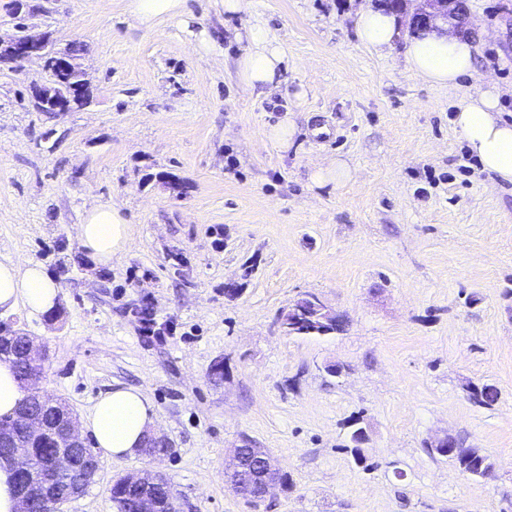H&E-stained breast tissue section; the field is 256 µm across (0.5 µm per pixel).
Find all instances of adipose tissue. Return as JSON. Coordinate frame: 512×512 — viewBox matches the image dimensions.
Returning a JSON list of instances; mask_svg holds the SVG:
<instances>
[{"label":"adipose tissue","instance_id":"adipose-tissue-1","mask_svg":"<svg viewBox=\"0 0 512 512\" xmlns=\"http://www.w3.org/2000/svg\"><path fill=\"white\" fill-rule=\"evenodd\" d=\"M395 13L367 6L357 11L354 27L359 42L377 53L391 50L398 34ZM235 62L239 83L247 89L273 92L280 84L284 53L268 30L253 26ZM476 46L463 35L438 27L412 37L405 51L408 70L422 82L440 88L456 86L474 72ZM470 154L483 171L512 182V123L500 117L499 90L494 83L476 86L458 104L452 120ZM80 245L103 266L110 265L130 239V226L120 210L99 205L86 211L77 227ZM59 285L36 263L0 262V309L25 305L30 312L51 311ZM153 405L134 387H118L101 395L83 419L105 456L122 457L141 448L155 423Z\"/></svg>","mask_w":512,"mask_h":512}]
</instances>
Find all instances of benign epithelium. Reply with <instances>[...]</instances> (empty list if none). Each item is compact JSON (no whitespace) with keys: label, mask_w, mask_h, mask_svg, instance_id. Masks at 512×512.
<instances>
[{"label":"benign epithelium","mask_w":512,"mask_h":512,"mask_svg":"<svg viewBox=\"0 0 512 512\" xmlns=\"http://www.w3.org/2000/svg\"><path fill=\"white\" fill-rule=\"evenodd\" d=\"M420 6L409 15L408 29L413 32L419 28H429L437 20L453 26L459 32L467 31L469 13L466 0H418ZM32 58L44 62V69L51 73L54 80L53 109L56 112L70 111L87 103L89 92L85 72L79 63H74L62 53L49 49L48 39L44 36L34 37L26 32L17 34L7 42L0 41V62L21 63ZM312 308L325 316L333 317L335 313L324 305L316 296L297 301L288 309L282 322L288 317L302 311L303 306ZM20 345L19 360L23 371L21 382H29L41 377L44 354L37 348L33 337L22 330L0 327V351ZM38 412L24 410L16 415L15 428L0 427V459L14 463L19 499L18 512H32V495L29 482L30 446L29 436L47 434L51 436L56 447L45 461L46 476L41 485V494L52 501L53 512H59L61 505L80 496L86 487L94 482L99 466L90 448L85 444L74 411L63 401L37 396ZM431 449L434 453L452 457L462 450L460 441L445 434L437 438ZM236 464L237 476L233 477L232 488L250 502H259L267 495L271 486L278 480L270 473L277 470V465L269 452L263 448H253L250 454H243V448L237 447L232 455ZM82 473L77 485L61 493L56 481L59 477L75 472ZM127 486L137 491L135 512H180L177 501L162 497L159 490H165L168 480L165 476L152 470H145L136 476H126Z\"/></svg>","instance_id":"benign-epithelium-1"}]
</instances>
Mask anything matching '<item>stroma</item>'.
Returning <instances> with one entry per match:
<instances>
[{
    "mask_svg": "<svg viewBox=\"0 0 512 512\" xmlns=\"http://www.w3.org/2000/svg\"><path fill=\"white\" fill-rule=\"evenodd\" d=\"M365 3L379 0H252L240 15L186 0L146 27L126 0H0L1 40L22 22L57 49L83 42L91 89L40 112L42 61L0 63V261L39 263L60 287L52 312L20 304L0 321L45 348L44 393L81 417L139 388L168 442L154 459L101 458L66 512H116L113 480L146 469L182 512H512V183L482 172L451 123L489 81L512 121V0H469L475 71L458 88L407 70V35L383 55L362 46ZM256 25L287 58L272 94L235 72L234 34ZM203 31L218 53L199 49ZM288 113L281 151L267 133ZM337 159L352 179L316 185ZM97 204L132 227L109 266L77 239ZM311 295L342 332L286 335L283 314ZM483 384L499 392L489 408L469 398ZM447 433L492 473L431 453ZM242 444L288 476L256 506L224 476Z\"/></svg>",
    "mask_w": 512,
    "mask_h": 512,
    "instance_id": "obj_1",
    "label": "stroma"
}]
</instances>
